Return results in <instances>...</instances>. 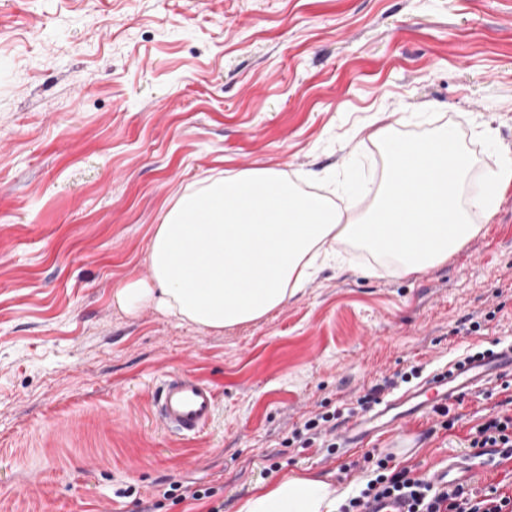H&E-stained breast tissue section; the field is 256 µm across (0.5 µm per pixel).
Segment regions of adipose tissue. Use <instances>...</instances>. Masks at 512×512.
I'll list each match as a JSON object with an SVG mask.
<instances>
[{
  "label": "adipose tissue",
  "mask_w": 512,
  "mask_h": 512,
  "mask_svg": "<svg viewBox=\"0 0 512 512\" xmlns=\"http://www.w3.org/2000/svg\"><path fill=\"white\" fill-rule=\"evenodd\" d=\"M375 139L386 166L361 213L275 169L228 172L185 192L150 238V282L119 288L118 305L153 304L221 330L284 305L335 260L340 242L406 274L447 261L479 230L460 202L471 170L462 144L445 129L406 139L382 127ZM343 496L328 476L292 471L254 485L236 512H336Z\"/></svg>",
  "instance_id": "adipose-tissue-1"
}]
</instances>
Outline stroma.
<instances>
[{"label":"stroma","mask_w":512,"mask_h":512,"mask_svg":"<svg viewBox=\"0 0 512 512\" xmlns=\"http://www.w3.org/2000/svg\"><path fill=\"white\" fill-rule=\"evenodd\" d=\"M440 125L485 170L512 155V0H0V512H235L286 471L357 487L380 457L427 474L470 455L512 377L457 400L453 429L413 419L412 448L284 439L396 373L512 341V185L445 263L406 275L344 245L254 322L113 300L149 281L156 224L204 179L269 168L358 192L384 170L377 129ZM179 374L218 394L189 438L151 412Z\"/></svg>","instance_id":"obj_1"}]
</instances>
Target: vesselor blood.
<instances>
[{
  "label": "vessel or blood",
  "instance_id": "vessel-or-blood-1",
  "mask_svg": "<svg viewBox=\"0 0 512 512\" xmlns=\"http://www.w3.org/2000/svg\"><path fill=\"white\" fill-rule=\"evenodd\" d=\"M504 371L512 374V343L455 361L416 386L379 399L364 414L349 422L342 433V441L347 447L358 448L388 432L400 431L414 417L477 391ZM216 410L215 390L189 375L170 377L155 392L156 418L168 432L179 436H193L203 431L212 422ZM473 475L474 469L466 459L452 455L445 465L433 472L432 478L458 484Z\"/></svg>",
  "mask_w": 512,
  "mask_h": 512
}]
</instances>
